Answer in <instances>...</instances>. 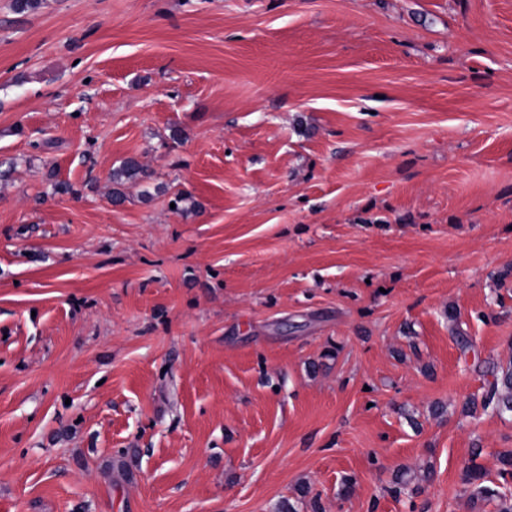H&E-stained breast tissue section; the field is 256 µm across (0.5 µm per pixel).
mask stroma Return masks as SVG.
I'll list each match as a JSON object with an SVG mask.
<instances>
[{
  "mask_svg": "<svg viewBox=\"0 0 512 512\" xmlns=\"http://www.w3.org/2000/svg\"><path fill=\"white\" fill-rule=\"evenodd\" d=\"M510 265L512 0H0V512H494ZM110 177L113 185L111 201L114 204H122L126 200L122 186L128 182L146 181L150 179L151 174L136 157H128L112 170ZM491 375L493 380L482 394L481 408L499 415L512 413V363L493 367ZM482 448H474L472 452V463L467 466L463 473V483L467 486L469 502L474 505L480 502H495L496 512H512V493L499 490L498 486H492L486 483L491 481L486 479L485 470L474 461L481 455ZM430 475L431 470L428 466L424 467L423 469H420L419 473L412 471L411 469L408 468H402L394 474L393 484L391 487L388 488V491L394 497H399L408 489L413 477L419 478V480H426L429 479Z\"/></svg>",
  "mask_w": 512,
  "mask_h": 512,
  "instance_id": "stroma-1",
  "label": "stroma"
}]
</instances>
